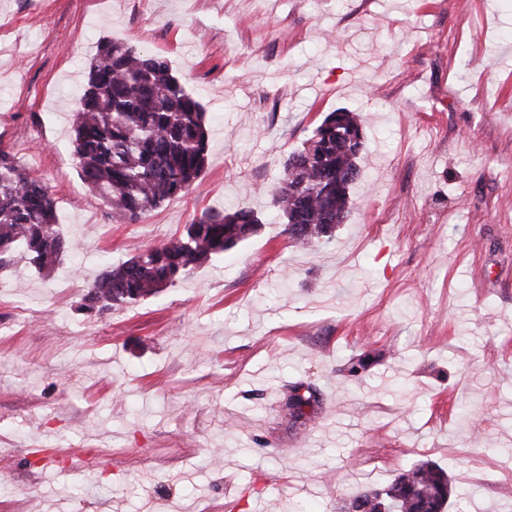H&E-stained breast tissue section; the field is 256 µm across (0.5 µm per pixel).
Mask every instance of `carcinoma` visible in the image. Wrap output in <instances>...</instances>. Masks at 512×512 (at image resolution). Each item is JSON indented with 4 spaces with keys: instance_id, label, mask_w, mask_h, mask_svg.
I'll use <instances>...</instances> for the list:
<instances>
[{
    "instance_id": "obj_1",
    "label": "carcinoma",
    "mask_w": 512,
    "mask_h": 512,
    "mask_svg": "<svg viewBox=\"0 0 512 512\" xmlns=\"http://www.w3.org/2000/svg\"><path fill=\"white\" fill-rule=\"evenodd\" d=\"M99 56L88 69L74 116L73 154L83 180L112 216L134 223L200 178L208 163L209 132L200 103L172 74L166 57L112 41L100 44ZM363 150L360 115L339 109L288 156L273 205L293 246L327 245L336 226L349 218ZM260 226L251 209L207 210L179 237L154 248L135 247L125 261L106 263L89 284L83 309L103 315L156 298ZM66 248L48 187L0 148V270L20 257L49 271ZM372 363L368 354L353 358L348 376L362 375ZM317 403L311 392L292 395L289 419L302 425L316 418ZM451 499L465 502L442 467L421 461L381 488L354 493L342 512H444Z\"/></svg>"
}]
</instances>
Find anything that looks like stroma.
<instances>
[{"label": "stroma", "instance_id": "35a3bbf8", "mask_svg": "<svg viewBox=\"0 0 512 512\" xmlns=\"http://www.w3.org/2000/svg\"><path fill=\"white\" fill-rule=\"evenodd\" d=\"M105 40L166 55L213 132L134 224L72 152ZM339 108L364 126L351 215L298 249L272 193ZM0 146L69 241L53 272L0 271V512H336L418 461L512 512V0H0ZM229 205L263 220L239 248L82 311L102 260ZM297 385L321 395L303 426ZM301 388L302 386L295 388V393L288 401V406L286 407L288 417L292 421V423H299L300 425L306 424L307 421H311L318 415V412L315 411L314 409V407L317 406L318 403L317 397L310 391L308 395H299L298 392ZM307 406L311 408L310 412H307V410H305V407Z\"/></svg>", "mask_w": 512, "mask_h": 512}]
</instances>
